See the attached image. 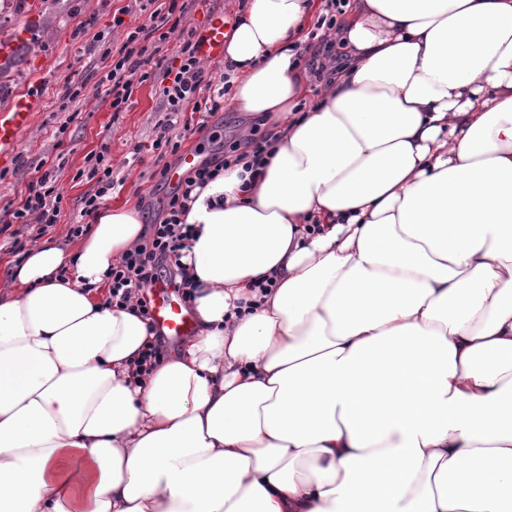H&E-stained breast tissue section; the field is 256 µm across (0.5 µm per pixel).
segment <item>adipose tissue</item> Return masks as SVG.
<instances>
[{"label": "adipose tissue", "instance_id": "ef3b65f1", "mask_svg": "<svg viewBox=\"0 0 512 512\" xmlns=\"http://www.w3.org/2000/svg\"><path fill=\"white\" fill-rule=\"evenodd\" d=\"M312 11L225 36L231 105L279 124L184 218L178 354L101 301L134 208L11 272L0 512H512V0H354L300 113Z\"/></svg>", "mask_w": 512, "mask_h": 512}]
</instances>
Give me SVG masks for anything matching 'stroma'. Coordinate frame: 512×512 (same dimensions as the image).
I'll list each match as a JSON object with an SVG mask.
<instances>
[{
	"label": "stroma",
	"instance_id": "stroma-1",
	"mask_svg": "<svg viewBox=\"0 0 512 512\" xmlns=\"http://www.w3.org/2000/svg\"><path fill=\"white\" fill-rule=\"evenodd\" d=\"M129 3L43 0L36 21L30 23L26 20L25 0H0V33H12L25 23L33 27L32 38L20 44L9 60L0 61V105L33 83L44 101L24 136L21 151L5 165V176L0 179V284L15 263L14 240L28 245L37 234L36 228L11 223L4 208L37 179L42 162L53 166L64 194L61 218L48 228L47 237L70 241V228L79 215L81 201L94 187L93 181L81 175L85 157L100 150L108 153L116 183L104 197V205L136 206L147 224L160 217L159 202L169 191L160 172L175 157L150 148L162 117L156 83L151 78L135 82L124 112L116 113L111 107V88L100 80L103 68L112 61V50L125 39L126 25L140 21L139 14L127 12L125 26H113L114 13L126 9ZM213 13L223 14L226 24H234L239 0H208L203 6L190 0L178 28L159 49L145 53L143 71L149 75L154 72L159 57L174 55L188 31L202 26ZM39 59L49 64L41 75L34 66ZM78 83L85 85V92L77 100H69L70 88ZM273 127L271 121L227 106L208 117L200 129L186 132L181 147L195 150L203 160L229 158L239 137L249 133L265 137L271 135Z\"/></svg>",
	"mask_w": 512,
	"mask_h": 512
}]
</instances>
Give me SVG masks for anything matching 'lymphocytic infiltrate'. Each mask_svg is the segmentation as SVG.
<instances>
[{
	"mask_svg": "<svg viewBox=\"0 0 512 512\" xmlns=\"http://www.w3.org/2000/svg\"><path fill=\"white\" fill-rule=\"evenodd\" d=\"M135 3L142 17L141 23L128 26L122 17L113 19L114 26L127 28L125 40L112 53V65L106 74L107 81L112 85V109L116 112L123 110L132 94V77L141 65V56L147 51L146 41L155 37L166 40V24L184 16L188 0H135ZM341 6L342 0H329L328 13L318 17L316 31L310 34L308 43L300 53L313 83L323 82L327 75L325 60L331 56L333 46L325 33L336 27L335 13ZM153 78L165 117L157 127L152 147L156 150L167 148L175 153L179 150V144L174 141L171 132L177 120L188 111L218 112L222 107L221 97L217 94L201 97V89L212 87L213 82L196 54V42L191 37L184 39L175 61L165 58L158 60ZM85 162L87 176L95 180L97 189L83 202L80 211L82 220L97 211L101 199L115 187L112 164L106 151L88 154ZM227 165L224 159L201 163L174 185L162 202L164 217L150 227L148 243L127 252L113 264L109 291L112 306L133 308L144 320H151L146 292L159 282L175 288L182 299L191 298L195 284L185 277L180 262L181 252L191 239V227L182 223L181 218L186 213L192 191L205 187ZM62 200V189L51 173L46 172L30 183L27 196L21 199L11 215L16 223H35L45 230L58 223ZM82 220L72 226L73 236L83 234L85 227Z\"/></svg>",
	"mask_w": 512,
	"mask_h": 512,
	"instance_id": "lymphocytic-infiltrate-1",
	"label": "lymphocytic infiltrate"
}]
</instances>
